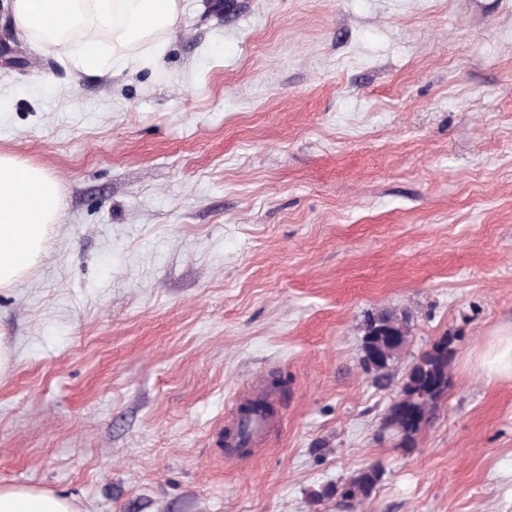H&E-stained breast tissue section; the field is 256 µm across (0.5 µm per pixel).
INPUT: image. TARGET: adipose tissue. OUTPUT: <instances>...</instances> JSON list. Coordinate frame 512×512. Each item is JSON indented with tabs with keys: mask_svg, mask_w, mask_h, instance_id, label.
I'll use <instances>...</instances> for the list:
<instances>
[{
	"mask_svg": "<svg viewBox=\"0 0 512 512\" xmlns=\"http://www.w3.org/2000/svg\"><path fill=\"white\" fill-rule=\"evenodd\" d=\"M23 33L39 32L43 41L86 72L102 70L108 60L142 64L145 42L162 52V36L180 16L179 0H13ZM112 35L104 54L96 37ZM60 205L58 182L42 169L0 154V288L23 278L42 257ZM487 378L512 377V333L494 337L478 358ZM0 512H75L71 502L47 490L0 486Z\"/></svg>",
	"mask_w": 512,
	"mask_h": 512,
	"instance_id": "ef3b65f1",
	"label": "adipose tissue"
}]
</instances>
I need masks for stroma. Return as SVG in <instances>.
Returning <instances> with one entry per match:
<instances>
[{
    "label": "stroma",
    "mask_w": 512,
    "mask_h": 512,
    "mask_svg": "<svg viewBox=\"0 0 512 512\" xmlns=\"http://www.w3.org/2000/svg\"><path fill=\"white\" fill-rule=\"evenodd\" d=\"M152 67L86 73L0 0V154L45 170L49 248L0 288V485L76 512H512V0H181ZM408 311L390 384L363 321ZM456 339L412 453L410 362ZM276 415L224 457L239 395ZM477 365L489 379L512 377V333L494 336L481 352ZM381 476V470L375 466H368L353 474L342 490L326 487L319 497L336 498V505L340 509H356L373 495Z\"/></svg>",
    "instance_id": "stroma-1"
}]
</instances>
